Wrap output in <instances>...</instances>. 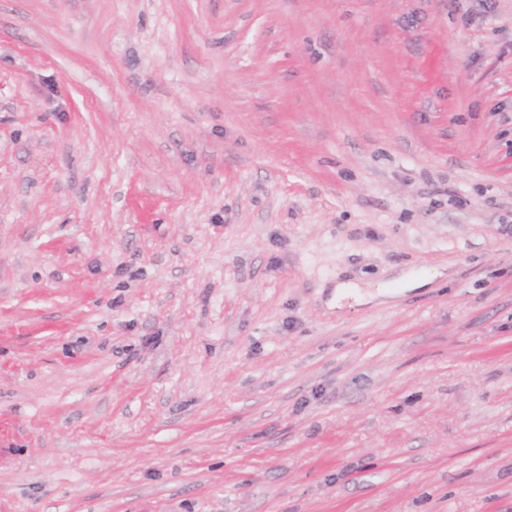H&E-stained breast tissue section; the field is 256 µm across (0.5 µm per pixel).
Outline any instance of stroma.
Returning a JSON list of instances; mask_svg holds the SVG:
<instances>
[{
  "label": "stroma",
  "mask_w": 512,
  "mask_h": 512,
  "mask_svg": "<svg viewBox=\"0 0 512 512\" xmlns=\"http://www.w3.org/2000/svg\"><path fill=\"white\" fill-rule=\"evenodd\" d=\"M0 512H512V0H0ZM334 291V301L336 307L342 305V302L348 298H352L357 303H370L380 298H385L390 292L385 289L384 285L377 287V290H370L369 287H361L359 284L347 281L336 284Z\"/></svg>",
  "instance_id": "obj_1"
}]
</instances>
